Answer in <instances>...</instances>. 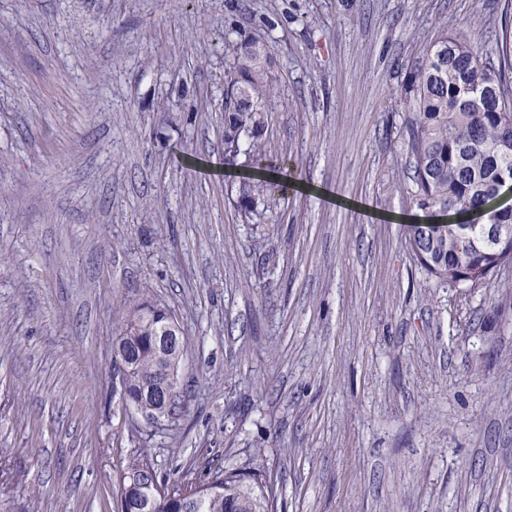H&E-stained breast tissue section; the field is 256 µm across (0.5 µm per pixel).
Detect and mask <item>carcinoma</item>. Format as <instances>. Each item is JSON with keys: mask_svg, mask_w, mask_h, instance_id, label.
I'll return each instance as SVG.
<instances>
[{"mask_svg": "<svg viewBox=\"0 0 512 512\" xmlns=\"http://www.w3.org/2000/svg\"><path fill=\"white\" fill-rule=\"evenodd\" d=\"M499 66L489 69L461 31L442 30L403 85L409 104L405 147L413 160L415 194L409 240L416 260L437 279L460 283V273L483 268L488 280L511 263L490 246L488 225L512 230V31L498 47ZM270 48L256 39L236 44L233 70L224 82V147L230 156L248 145L263 161L260 133L273 85L265 67ZM282 159L239 176L244 209L260 196L287 188ZM181 333L168 311L150 301L133 309L119 336L126 352L122 375L130 399L169 411L186 408L184 391L165 397L157 379L163 367H180L184 344L156 348L158 336ZM184 478L160 477L149 459H132L116 494V512H274L271 480L246 470H225L195 484L196 498L180 496Z\"/></svg>", "mask_w": 512, "mask_h": 512, "instance_id": "1", "label": "carcinoma"}]
</instances>
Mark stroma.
Here are the masks:
<instances>
[{
  "mask_svg": "<svg viewBox=\"0 0 512 512\" xmlns=\"http://www.w3.org/2000/svg\"><path fill=\"white\" fill-rule=\"evenodd\" d=\"M505 0H0V512H114L132 458L246 467L276 512H512V263L413 257L402 86L442 29L498 64ZM271 48L238 205L234 47ZM222 167L213 175L178 152ZM177 319L182 415L122 397L119 328ZM276 161V164L257 167L238 176L239 202L244 210L252 206L260 196L287 188L288 162L282 159Z\"/></svg>",
  "mask_w": 512,
  "mask_h": 512,
  "instance_id": "1",
  "label": "stroma"
}]
</instances>
